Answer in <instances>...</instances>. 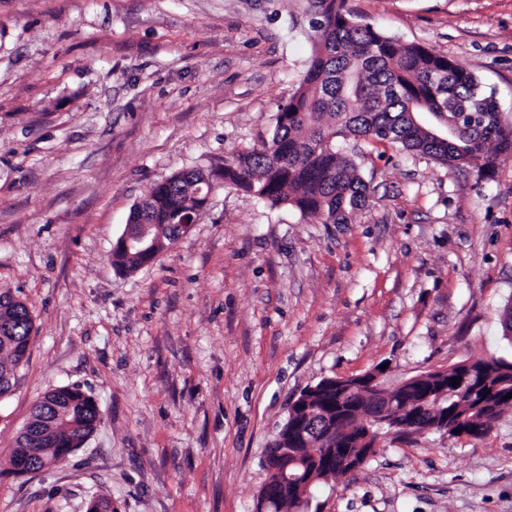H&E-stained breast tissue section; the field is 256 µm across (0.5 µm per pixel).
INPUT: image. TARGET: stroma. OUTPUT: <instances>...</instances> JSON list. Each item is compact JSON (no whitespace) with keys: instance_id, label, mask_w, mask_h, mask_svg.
I'll return each mask as SVG.
<instances>
[{"instance_id":"stroma-1","label":"stroma","mask_w":512,"mask_h":512,"mask_svg":"<svg viewBox=\"0 0 512 512\" xmlns=\"http://www.w3.org/2000/svg\"><path fill=\"white\" fill-rule=\"evenodd\" d=\"M454 59L512 125V0H349ZM309 0H0V292L34 331L0 399V512H253L290 399L329 377L512 362V155L492 176L401 146L342 145L371 197L324 224L216 186L191 233L114 265L131 206L211 173L275 124L311 55ZM75 385L100 422L53 469L9 454ZM308 512H512V411L484 437L386 436Z\"/></svg>"}]
</instances>
